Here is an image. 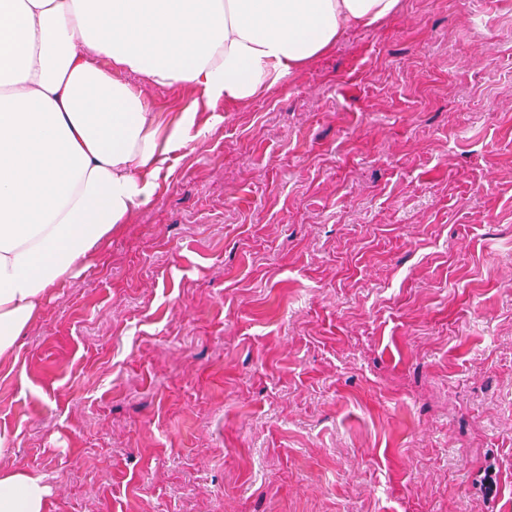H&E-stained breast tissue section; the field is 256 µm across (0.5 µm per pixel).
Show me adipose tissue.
<instances>
[{"instance_id":"1","label":"adipose tissue","mask_w":512,"mask_h":512,"mask_svg":"<svg viewBox=\"0 0 512 512\" xmlns=\"http://www.w3.org/2000/svg\"><path fill=\"white\" fill-rule=\"evenodd\" d=\"M400 0H0V356L53 289L149 207L200 106L237 104ZM198 100L169 123L144 86ZM43 476L0 470V512H46Z\"/></svg>"}]
</instances>
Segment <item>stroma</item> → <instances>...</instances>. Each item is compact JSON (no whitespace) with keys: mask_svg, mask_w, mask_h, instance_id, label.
I'll list each match as a JSON object with an SVG mask.
<instances>
[{"mask_svg":"<svg viewBox=\"0 0 512 512\" xmlns=\"http://www.w3.org/2000/svg\"><path fill=\"white\" fill-rule=\"evenodd\" d=\"M176 153L0 358L47 512H512V0H400Z\"/></svg>","mask_w":512,"mask_h":512,"instance_id":"stroma-1","label":"stroma"}]
</instances>
